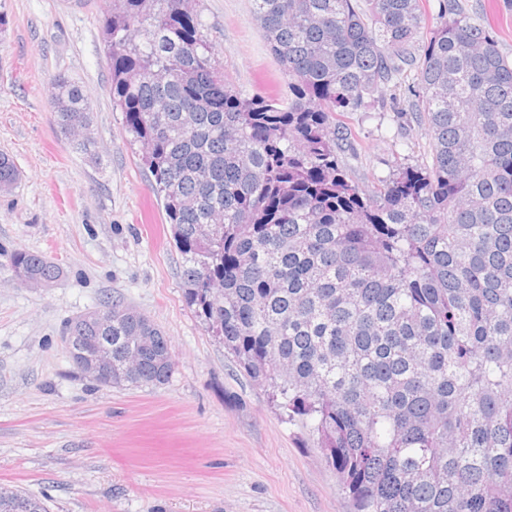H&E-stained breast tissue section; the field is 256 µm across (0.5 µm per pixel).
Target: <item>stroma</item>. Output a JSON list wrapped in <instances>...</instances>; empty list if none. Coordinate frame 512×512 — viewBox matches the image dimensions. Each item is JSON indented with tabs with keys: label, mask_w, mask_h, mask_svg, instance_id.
Instances as JSON below:
<instances>
[{
	"label": "stroma",
	"mask_w": 512,
	"mask_h": 512,
	"mask_svg": "<svg viewBox=\"0 0 512 512\" xmlns=\"http://www.w3.org/2000/svg\"><path fill=\"white\" fill-rule=\"evenodd\" d=\"M512 58V0H462ZM105 0H0V152L22 172L0 192V486L47 512H352L307 428L288 422L214 337L182 279L151 176L112 103L101 41ZM203 34L242 95L287 96L288 80L251 0H197ZM78 81L93 104L97 159L54 124L51 79ZM361 178L428 158L423 125L356 112ZM63 271L51 288L21 285L13 252ZM120 302L150 316L174 363L160 387L103 386L74 369L67 320Z\"/></svg>",
	"instance_id": "1"
}]
</instances>
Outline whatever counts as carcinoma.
Returning a JSON list of instances; mask_svg holds the SVG:
<instances>
[{
	"label": "carcinoma",
	"instance_id": "carcinoma-1",
	"mask_svg": "<svg viewBox=\"0 0 512 512\" xmlns=\"http://www.w3.org/2000/svg\"><path fill=\"white\" fill-rule=\"evenodd\" d=\"M288 100L224 82L195 0H111L113 101L184 255L190 304L308 429L354 512H512V62L458 0H252ZM417 72L408 107L383 88ZM61 133L92 122L64 75ZM411 112L431 161L363 188L338 151L350 112ZM20 170L0 153V191ZM47 284L45 256L11 255ZM64 335L112 350L115 385L173 362L119 304ZM0 512H47L0 487Z\"/></svg>",
	"mask_w": 512,
	"mask_h": 512
}]
</instances>
